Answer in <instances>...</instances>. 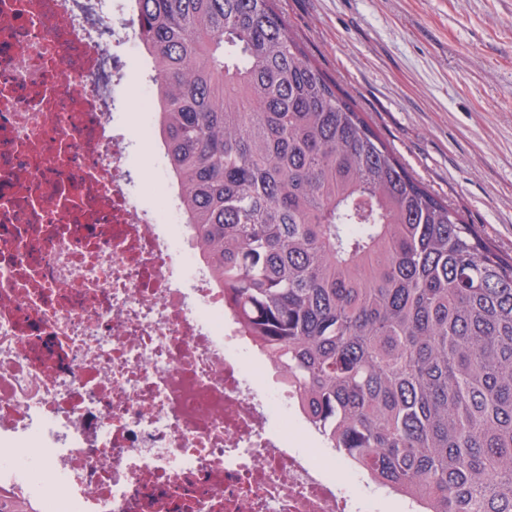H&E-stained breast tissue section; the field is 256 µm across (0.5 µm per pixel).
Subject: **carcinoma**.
<instances>
[{
  "instance_id": "obj_1",
  "label": "carcinoma",
  "mask_w": 512,
  "mask_h": 512,
  "mask_svg": "<svg viewBox=\"0 0 512 512\" xmlns=\"http://www.w3.org/2000/svg\"><path fill=\"white\" fill-rule=\"evenodd\" d=\"M224 306L330 447L425 512H512V257L414 179L275 0H136Z\"/></svg>"
}]
</instances>
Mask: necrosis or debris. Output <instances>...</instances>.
Instances as JSON below:
<instances>
[{"label":"necrosis or debris","mask_w":512,"mask_h":512,"mask_svg":"<svg viewBox=\"0 0 512 512\" xmlns=\"http://www.w3.org/2000/svg\"><path fill=\"white\" fill-rule=\"evenodd\" d=\"M0 0V496L32 512H378L240 335L186 224L130 198L134 0Z\"/></svg>","instance_id":"1"}]
</instances>
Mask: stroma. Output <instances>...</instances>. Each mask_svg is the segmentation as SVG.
<instances>
[{
	"instance_id": "35a3bbf8",
	"label": "stroma",
	"mask_w": 512,
	"mask_h": 512,
	"mask_svg": "<svg viewBox=\"0 0 512 512\" xmlns=\"http://www.w3.org/2000/svg\"><path fill=\"white\" fill-rule=\"evenodd\" d=\"M407 171L512 256V0H277Z\"/></svg>"
}]
</instances>
